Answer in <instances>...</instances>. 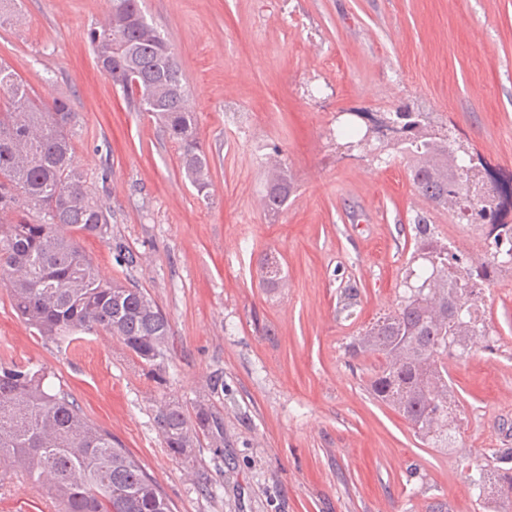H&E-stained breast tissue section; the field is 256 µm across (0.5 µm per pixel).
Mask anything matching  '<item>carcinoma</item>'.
<instances>
[{"instance_id": "cac0c4a2", "label": "carcinoma", "mask_w": 512, "mask_h": 512, "mask_svg": "<svg viewBox=\"0 0 512 512\" xmlns=\"http://www.w3.org/2000/svg\"><path fill=\"white\" fill-rule=\"evenodd\" d=\"M18 0H0V24L20 21ZM105 24L88 38L101 72L136 112L156 119L179 149L181 170L197 196L210 197L211 161L199 138L181 64L159 27L148 20L143 0H110ZM402 140L394 150L406 158L410 178L434 209L448 193L462 190L468 175L448 182V138H419L429 131L420 112H397ZM77 113L60 98L36 96L7 65L0 64V277L9 284L11 306L40 336L74 342L104 331L118 338L141 362L162 367L171 326L151 295L131 282L104 279L85 254L78 235L104 237L112 215L92 191L75 160L72 143ZM294 181L288 167H270L263 209L272 215L288 203ZM414 252L407 293L395 311L377 317L346 346L357 358L381 364L369 381L374 397L393 407L415 433L436 448H455L460 401L448 378V355L463 353L486 336L478 301L482 286L512 270V226L497 233L493 250L473 260L448 249V240L427 214L414 218ZM264 283L287 286L280 260L262 263ZM357 288L341 291L339 313L352 315ZM46 375L29 366L0 363V489L21 478L46 490L56 512H173V504L145 467L88 420L62 390L45 385ZM155 423L166 445L179 455L202 433L224 443V419L199 404L194 417L173 403L159 407ZM471 479L478 499L494 480V512H512V448L491 452Z\"/></svg>"}]
</instances>
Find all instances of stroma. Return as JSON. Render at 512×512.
Listing matches in <instances>:
<instances>
[{
    "label": "stroma",
    "mask_w": 512,
    "mask_h": 512,
    "mask_svg": "<svg viewBox=\"0 0 512 512\" xmlns=\"http://www.w3.org/2000/svg\"><path fill=\"white\" fill-rule=\"evenodd\" d=\"M146 10L182 63L212 158L209 199L185 182L176 144L97 67L87 32L107 0H22L20 22L0 25V60L77 112L76 160L112 211L109 236L82 246L104 278L148 290L171 325L168 359L139 363L103 332L73 347L38 336L0 280V362L44 370L174 512H480L470 477L489 450L512 448V271L483 287L486 337L448 359L457 447H430L371 395L377 360L345 346L396 308L416 212L455 251L482 229L428 210L394 150H346L336 130L419 112L512 172V0H146ZM276 149L296 191L271 217L261 197ZM122 250L135 268L120 265ZM268 253L287 287H263ZM349 284L359 297L346 320ZM202 399L224 418L223 447L202 436L174 454L157 409L190 414Z\"/></svg>",
    "instance_id": "35a3bbf8"
}]
</instances>
